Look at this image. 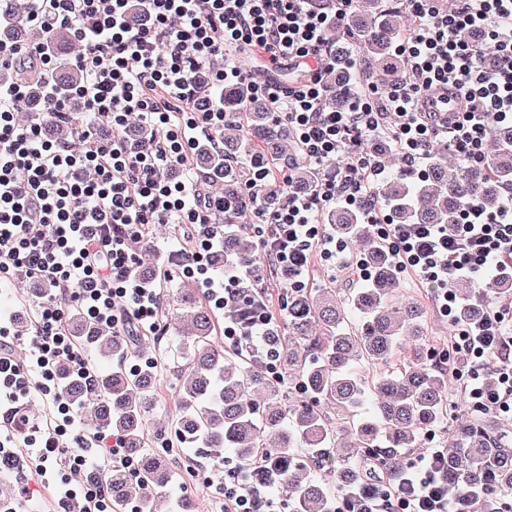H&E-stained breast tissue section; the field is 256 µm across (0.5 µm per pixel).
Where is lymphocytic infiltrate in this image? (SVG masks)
I'll list each match as a JSON object with an SVG mask.
<instances>
[{
	"mask_svg": "<svg viewBox=\"0 0 512 512\" xmlns=\"http://www.w3.org/2000/svg\"><path fill=\"white\" fill-rule=\"evenodd\" d=\"M146 15L139 28L127 23L130 2ZM355 0H331L329 9L312 0H31L26 23L50 29L69 26L84 51L74 64L87 76L77 97L98 122L114 131L110 148L87 151L47 140L40 122L19 125L15 104L25 88L0 84V279L24 272L64 290V299L40 305L30 341V362L20 364L12 342L0 329V391L37 394L51 401L57 423L38 454L61 476L65 494L80 497L87 512H109L102 484L71 485L91 463L85 437L54 374L59 361L75 372L86 366L63 324L67 303L120 330L129 324L157 329V296L133 274L131 244L151 225L191 226L196 249L181 254L183 271L199 274L210 301L234 304L241 318L224 321V342L258 339L273 316L267 305L240 297L236 275L214 282L208 274L223 235L216 216L224 199L200 186L236 175L238 166L217 164L177 179L170 172L188 153L208 141L223 152L224 104L211 85L246 79L241 66L214 59L231 53L260 56L270 68L290 64L301 79H268L255 91L294 137L299 154L324 172L313 196L286 195L266 217L261 249L281 269L289 287L305 290L310 254L344 252L327 236L319 214L342 202L359 209L386 241L399 273L414 275L431 290L441 313L454 319L458 300L448 283L492 269L512 280V207L489 216L468 203L454 224H396L375 191L388 171L383 151L397 148L405 164L426 157L440 133L469 168L485 165L492 128L512 124V0H455L440 11L436 0H404L412 18L395 52L404 76L386 90L366 84L348 88L346 110L321 108L323 73L335 66L326 43L328 28L342 24ZM473 34L459 39V30ZM209 71V83L197 75ZM448 89L464 100L463 111H430L425 93ZM153 127L147 144L125 134L130 115ZM480 314L452 324V346L467 367L468 394L476 410L512 415V306L482 296ZM497 384L484 381L489 365ZM67 438L72 451L59 446ZM445 457L433 450L397 485L371 490L366 500L345 501L346 512H461L463 495L443 473ZM264 467L229 469L215 485L224 512H282L266 494Z\"/></svg>",
	"mask_w": 512,
	"mask_h": 512,
	"instance_id": "1",
	"label": "lymphocytic infiltrate"
}]
</instances>
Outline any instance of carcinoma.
Returning <instances> with one entry per match:
<instances>
[{
	"label": "carcinoma",
	"instance_id": "obj_1",
	"mask_svg": "<svg viewBox=\"0 0 512 512\" xmlns=\"http://www.w3.org/2000/svg\"><path fill=\"white\" fill-rule=\"evenodd\" d=\"M28 10V0H0V43L25 35ZM343 28L355 36L350 45L341 41L338 31L327 33L337 63L353 58L356 48L381 61L382 82L402 75L403 63L394 54L395 43L409 28L402 12L386 7L383 0H357ZM38 37L49 42L56 55L52 79L57 89L73 92L86 75L68 61L78 48L70 32L57 27ZM18 78L28 86L27 105L42 104L41 75L22 66L0 75L5 83ZM342 83L327 76L324 108L340 110L347 105L344 93L333 90ZM212 93L224 99L225 157L232 159L244 149L275 158L288 152L287 130L273 123L269 106L255 97L251 82L214 88ZM42 123L59 143L82 150L96 146L94 141L76 140V128L87 123L78 105L69 120L45 114ZM128 128L141 142L152 138L151 127L136 115L129 117ZM386 162L398 171L380 194L399 224H451L470 201L495 213L507 203L503 189L512 186V126H495L487 165L480 170L465 168L460 159L448 160L441 146L431 150L423 172L416 175L394 155H387ZM315 178V170L299 161L288 187L310 195ZM214 190L224 194V250L211 272L219 275L226 266L251 265L252 272L240 276L238 287L242 294L259 299L254 273L264 257L247 221L256 203L276 200L274 187L263 183L254 200L241 179L228 176ZM323 220L365 260L369 278L352 282L340 299L334 288L287 289L284 313L272 322L268 341L259 346L216 341L217 324L195 278H182L170 294V306L177 311L175 340L165 358L142 355L137 335L118 334L112 326L79 312L69 314L64 330L74 344L115 360L104 370L88 365V378L63 364L57 374L60 391L80 410L90 434L120 439L136 463L132 474L106 462L88 474L90 480L106 485L112 512H157L161 496L172 512H204L198 498L166 493L174 484L171 458L168 449L151 445V438L162 433L186 457L203 449L219 462L227 448L241 467L273 465V486L288 496L293 512H334L339 497L364 494L375 471L397 483L404 477L401 452L421 447L424 430L448 418V373L435 364L426 309L399 298L398 272L386 244L362 222L356 208L337 207ZM132 249L140 253L135 276L154 283L160 252L147 238L132 243ZM453 288L460 299L456 317L464 322L476 312L473 297L478 285L460 280ZM270 347L279 352L274 374L267 368ZM366 365L372 372H363ZM171 366L184 371L178 415L156 429L151 416L158 404L157 381ZM368 400L373 401L372 411L358 413ZM493 429L467 420L455 427L446 449L448 480L467 494L461 505L466 512H477L480 497L494 489L512 491V447ZM321 459L336 463V483L323 477Z\"/></svg>",
	"mask_w": 512,
	"mask_h": 512
}]
</instances>
